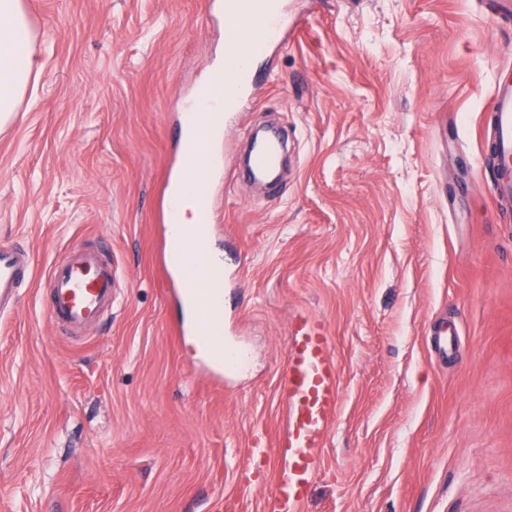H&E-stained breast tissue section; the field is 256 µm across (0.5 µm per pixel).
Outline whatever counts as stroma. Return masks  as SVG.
<instances>
[{
	"label": "stroma",
	"mask_w": 512,
	"mask_h": 512,
	"mask_svg": "<svg viewBox=\"0 0 512 512\" xmlns=\"http://www.w3.org/2000/svg\"><path fill=\"white\" fill-rule=\"evenodd\" d=\"M499 0H282L302 29L254 54L257 96L213 140L222 388L162 269L159 191L186 101L224 61L210 0H24L42 69L0 128V243L35 265L0 321V512H262L289 328L318 317L341 405L303 512H512V221L490 193V101L512 73ZM273 120L261 194L224 149ZM121 294L81 343L40 287L62 248ZM459 334L443 354L436 325Z\"/></svg>",
	"instance_id": "1"
}]
</instances>
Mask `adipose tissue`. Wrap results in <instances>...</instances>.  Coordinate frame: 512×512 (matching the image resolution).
Masks as SVG:
<instances>
[{
    "label": "adipose tissue",
    "mask_w": 512,
    "mask_h": 512,
    "mask_svg": "<svg viewBox=\"0 0 512 512\" xmlns=\"http://www.w3.org/2000/svg\"><path fill=\"white\" fill-rule=\"evenodd\" d=\"M42 63L34 51V33L23 0H0V126L11 123Z\"/></svg>",
    "instance_id": "ef3b65f1"
}]
</instances>
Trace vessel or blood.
<instances>
[{
  "label": "vessel or blood",
  "instance_id": "1",
  "mask_svg": "<svg viewBox=\"0 0 512 512\" xmlns=\"http://www.w3.org/2000/svg\"><path fill=\"white\" fill-rule=\"evenodd\" d=\"M224 21V73L210 78L201 99L216 106L213 127L185 126L180 138L178 169L198 172L194 181L201 209L200 223L190 225L182 242L186 255L203 253L210 246L215 212L212 159L209 144L214 126L224 123L223 108L242 110L256 97V88L246 78L243 57L285 34L295 32L299 18L288 16L281 0H220ZM492 139L497 168L492 194L499 200L512 199V83L498 82L492 95ZM282 143L269 137L251 147L246 163H237L233 152L224 160L233 176L247 173L276 174ZM34 267L25 248L0 244V315L12 312L20 288ZM216 270L197 265L176 287V295L191 306V328L201 336L210 363L224 366V344L213 333L222 319L224 303L215 289ZM117 273L92 248L58 253L50 263L44 286L49 297V319L68 335L79 337L111 313L115 300ZM278 391L288 407L287 426L273 445L255 440L252 458L275 453L280 466L273 478V490L264 503L265 512H300L308 488L321 467L319 453L325 436L340 409V389L333 346L322 323L296 317L291 323L287 360Z\"/></svg>",
  "mask_w": 512,
  "mask_h": 512
}]
</instances>
